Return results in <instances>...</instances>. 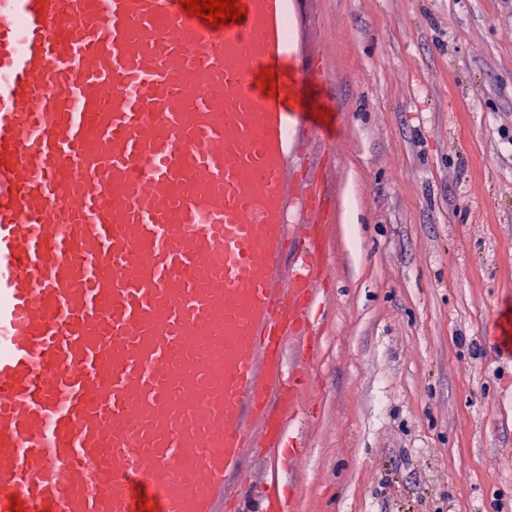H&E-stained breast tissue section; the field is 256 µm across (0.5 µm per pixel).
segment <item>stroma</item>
Returning <instances> with one entry per match:
<instances>
[{"instance_id": "35a3bbf8", "label": "stroma", "mask_w": 512, "mask_h": 512, "mask_svg": "<svg viewBox=\"0 0 512 512\" xmlns=\"http://www.w3.org/2000/svg\"><path fill=\"white\" fill-rule=\"evenodd\" d=\"M335 71L333 297L290 512H512V0H301Z\"/></svg>"}]
</instances>
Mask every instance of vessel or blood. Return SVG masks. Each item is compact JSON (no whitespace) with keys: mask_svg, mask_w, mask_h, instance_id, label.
Wrapping results in <instances>:
<instances>
[{"mask_svg":"<svg viewBox=\"0 0 512 512\" xmlns=\"http://www.w3.org/2000/svg\"><path fill=\"white\" fill-rule=\"evenodd\" d=\"M236 2L0 0V512H289L225 479L301 461L330 67L298 0ZM246 468L251 487L265 483L273 473L272 464L263 453L249 454L246 459Z\"/></svg>","mask_w":512,"mask_h":512,"instance_id":"vessel-or-blood-1","label":"vessel or blood"}]
</instances>
